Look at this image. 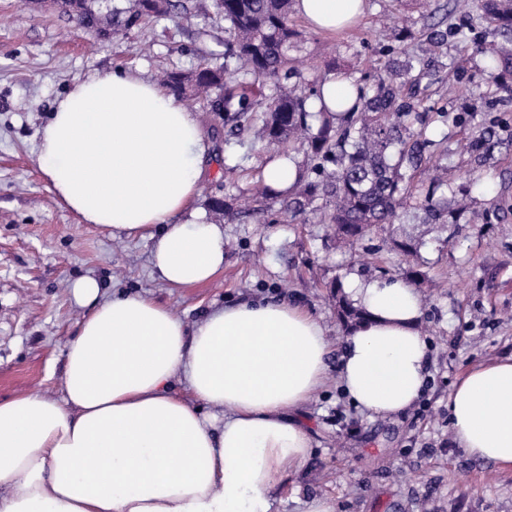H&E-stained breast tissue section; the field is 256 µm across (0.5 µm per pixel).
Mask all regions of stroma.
<instances>
[{"mask_svg":"<svg viewBox=\"0 0 512 512\" xmlns=\"http://www.w3.org/2000/svg\"><path fill=\"white\" fill-rule=\"evenodd\" d=\"M365 4L360 22L336 36L304 27L294 52L297 80L389 76L405 53L427 56L413 105L427 113L443 158L439 169L420 170L415 180L426 186L442 178L469 199V209L429 224L422 210L406 208L395 224L350 249L312 219L259 223L249 211L247 175L268 151L252 132L227 128L217 113L201 110L215 158L204 165L198 205L224 227V271L209 284L173 288L153 275L148 240L111 236L60 203L40 169L37 143L76 79L124 68L157 81L164 71L193 67L198 52L223 56V18L166 17L147 38L102 43L57 13L0 0L1 399L58 393L64 350L84 314L69 282L81 275L104 278L114 293L149 294L188 324L214 305L289 298L320 318L336 353L346 327L331 285L352 274L405 280L418 269L444 283L416 286L420 329L431 345L424 394L404 414L371 418L328 379L302 411L313 449L279 490L280 512H305L316 498L330 499L336 512H512V469L468 457L448 423V397L462 375L512 356V69L481 54L500 34L480 9H460L454 0ZM431 25L448 32L432 56L425 44ZM494 72L504 87L492 93ZM228 156L235 169L225 168ZM228 192L244 211L232 221L209 208ZM409 239L417 245L411 256L397 248Z\"/></svg>","mask_w":512,"mask_h":512,"instance_id":"stroma-1","label":"stroma"}]
</instances>
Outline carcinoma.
Here are the masks:
<instances>
[{"instance_id": "obj_1", "label": "carcinoma", "mask_w": 512, "mask_h": 512, "mask_svg": "<svg viewBox=\"0 0 512 512\" xmlns=\"http://www.w3.org/2000/svg\"><path fill=\"white\" fill-rule=\"evenodd\" d=\"M292 0H73L67 17L83 23L90 35L105 39L137 30L146 35L154 22L179 10L189 16L212 13L224 18V63L200 62L166 76L165 86L190 104L208 103L224 123L257 130L260 139L284 153L302 155L299 176L278 213L294 221L309 211L335 227L336 237L356 244L381 224H390L411 198L407 172L424 163L433 140L426 131L407 133L414 80L407 64L396 78L377 77L370 85L353 82L355 99L342 114L310 111L321 97L323 80L310 87L288 85L295 74L292 51L301 32L292 20ZM488 21L502 30L507 45L501 63L512 67V0H479ZM256 210L270 208L278 194L251 174ZM445 183L436 180L420 207L427 224H445L448 202L435 197ZM336 303L346 323L363 319L336 282Z\"/></svg>"}]
</instances>
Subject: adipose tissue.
<instances>
[{
  "mask_svg": "<svg viewBox=\"0 0 512 512\" xmlns=\"http://www.w3.org/2000/svg\"><path fill=\"white\" fill-rule=\"evenodd\" d=\"M364 0H296L324 31ZM211 143L167 88L125 69L76 80L43 127L40 166L82 223L152 240L172 287L224 270V227L196 204ZM86 314L67 344L61 394L0 400V512H278L275 490L307 460L298 415L336 376L373 417L408 411L428 382L421 301L400 279L351 276L365 319L336 366L308 309L258 299L186 325L146 294L106 297L96 277L69 284ZM448 421L472 458L512 468V357L468 370Z\"/></svg>",
  "mask_w": 512,
  "mask_h": 512,
  "instance_id": "ef3b65f1",
  "label": "adipose tissue"
}]
</instances>
